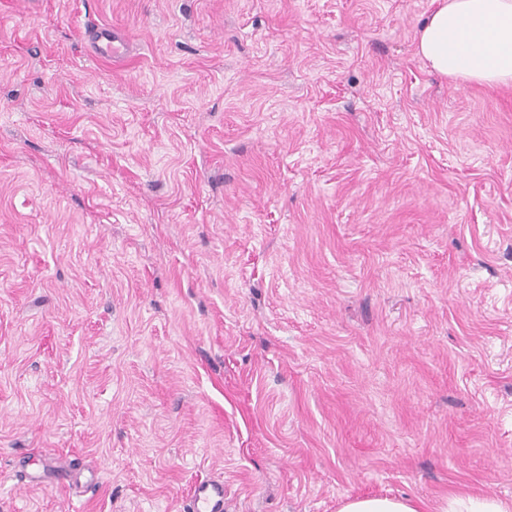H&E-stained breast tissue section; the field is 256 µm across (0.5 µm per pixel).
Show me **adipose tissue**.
Here are the masks:
<instances>
[{
  "instance_id": "1",
  "label": "adipose tissue",
  "mask_w": 512,
  "mask_h": 512,
  "mask_svg": "<svg viewBox=\"0 0 512 512\" xmlns=\"http://www.w3.org/2000/svg\"><path fill=\"white\" fill-rule=\"evenodd\" d=\"M418 52L439 76L512 83V0H435Z\"/></svg>"
}]
</instances>
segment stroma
Returning a JSON list of instances; mask_svg holds the SVG:
<instances>
[{
	"mask_svg": "<svg viewBox=\"0 0 512 512\" xmlns=\"http://www.w3.org/2000/svg\"><path fill=\"white\" fill-rule=\"evenodd\" d=\"M434 7L0 9V512L512 501V87ZM97 57H118L124 54V42L112 34V28L101 25L91 26L87 29ZM188 512H223L224 486L201 481L195 485Z\"/></svg>",
	"mask_w": 512,
	"mask_h": 512,
	"instance_id": "stroma-1",
	"label": "stroma"
}]
</instances>
